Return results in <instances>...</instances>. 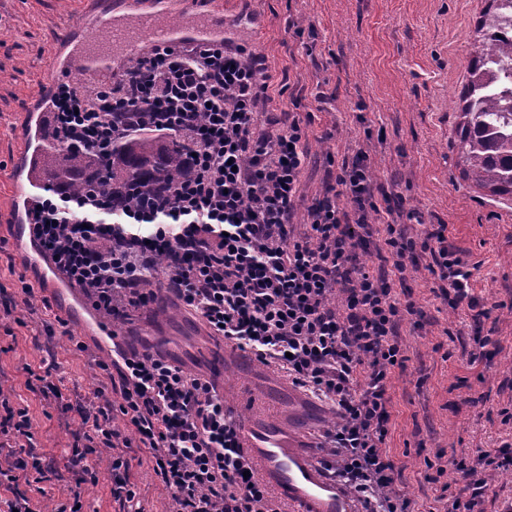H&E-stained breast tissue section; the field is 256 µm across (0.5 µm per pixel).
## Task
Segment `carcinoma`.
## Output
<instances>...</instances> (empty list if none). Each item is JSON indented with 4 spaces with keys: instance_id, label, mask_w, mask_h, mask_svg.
Segmentation results:
<instances>
[{
    "instance_id": "carcinoma-1",
    "label": "carcinoma",
    "mask_w": 512,
    "mask_h": 512,
    "mask_svg": "<svg viewBox=\"0 0 512 512\" xmlns=\"http://www.w3.org/2000/svg\"><path fill=\"white\" fill-rule=\"evenodd\" d=\"M476 33L479 45L459 97L461 122L456 134L462 176L493 196H512V94L499 97L492 92L485 71L486 64L494 62L504 78L512 79V0H490ZM190 169L188 145H167L149 133H134L112 141L104 156L55 137L41 149L39 172L70 191H85L105 174L112 179L113 194L140 200L185 179Z\"/></svg>"
}]
</instances>
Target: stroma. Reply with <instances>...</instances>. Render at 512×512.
Here are the masks:
<instances>
[{
    "mask_svg": "<svg viewBox=\"0 0 512 512\" xmlns=\"http://www.w3.org/2000/svg\"><path fill=\"white\" fill-rule=\"evenodd\" d=\"M488 0H231L224 38L233 46L267 60L273 80L271 109L296 112L306 123L309 164L295 224L322 192L331 162L362 152L388 203H401L400 223L409 234L422 225L443 224L469 262L479 264L478 296L494 303L490 318L473 323L468 311L436 300L427 271L410 273L406 301L424 311L423 319L403 323L408 361L389 383L392 429L389 454L401 470L397 490L416 501L420 512H444L426 480L427 461L444 467L453 456L475 454L500 445L506 428L498 408L512 404V198L494 197L463 179L456 147L459 95L468 81L475 28ZM83 0H0V212L23 211L14 195L26 170L18 158L32 152L35 140H21L20 127H42L44 112L34 98L43 87L64 83L54 65L61 22L79 12ZM32 284L25 299L21 287ZM64 287L49 268H29L10 225L0 223V289L13 294L19 325H0V371L12 387L11 404L27 411L33 442L54 457L66 455L80 419L69 414L68 427L47 415L38 393L20 373L22 364L39 366L57 353L64 379L62 401L76 403L108 378L70 340L108 355L112 345L93 325L67 318ZM129 346L150 340L191 373H206L209 353L230 350V343L208 334L196 315L178 311L174 319L154 312L113 323ZM489 336L490 354L471 362L448 332ZM224 402L247 417L250 398L279 412L295 410L308 438L333 425L327 406L293 386L284 370L259 361L229 368ZM124 457L137 485L144 512H166L168 495L153 471L147 449L127 448ZM97 484L78 483L62 473L46 482L53 503L80 499L82 512H120L111 493L110 474L98 469Z\"/></svg>",
    "mask_w": 512,
    "mask_h": 512,
    "instance_id": "obj_1",
    "label": "stroma"
}]
</instances>
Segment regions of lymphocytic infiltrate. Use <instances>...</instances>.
Wrapping results in <instances>:
<instances>
[{
  "instance_id": "obj_1",
  "label": "lymphocytic infiltrate",
  "mask_w": 512,
  "mask_h": 512,
  "mask_svg": "<svg viewBox=\"0 0 512 512\" xmlns=\"http://www.w3.org/2000/svg\"><path fill=\"white\" fill-rule=\"evenodd\" d=\"M271 82L263 59L222 41L146 50L103 90L59 85L51 114L63 142L99 155L133 132L159 131L185 140L193 168L142 203L113 198L108 179L81 194L48 187L27 209L30 236L71 287L117 320L154 301L145 274L165 257L169 289L210 335L278 364L293 385L331 405L338 422L321 437L322 463L363 512H415L395 488L397 467L386 450L388 382L408 360L401 329L415 313L398 290L408 272L422 269L442 303L466 307L477 321L489 311L445 225L413 237L393 209L376 205L364 154L327 174L307 210V232L296 234L306 133L296 113L267 111ZM343 197L350 208L339 206ZM134 224L154 231L142 236L131 232ZM369 248L378 268L360 259ZM94 361L117 374L120 399L100 390L74 405L81 427L61 461L35 447L27 412L11 406L0 377V512H45L43 500L19 486L44 482L61 466L96 483L92 455L106 456L123 512H142L129 463L115 451L116 411L151 453L169 512H282L248 475L240 425L215 383L159 353L121 348ZM451 465L454 481L440 487L448 512H484L490 475L512 470V445ZM456 483L462 494L453 493Z\"/></svg>"
}]
</instances>
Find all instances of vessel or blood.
<instances>
[{
    "instance_id": "b4317fda",
    "label": "vessel or blood",
    "mask_w": 512,
    "mask_h": 512,
    "mask_svg": "<svg viewBox=\"0 0 512 512\" xmlns=\"http://www.w3.org/2000/svg\"><path fill=\"white\" fill-rule=\"evenodd\" d=\"M122 22L106 19V36H99L87 19L74 18L61 30V43H77L62 70L73 81L111 80L114 58L144 47L174 48L184 43L212 44L224 35L226 0H206L204 16L183 17L171 25L176 0H121ZM240 443L256 472L287 503L289 512H357L352 495L316 462L301 427L281 422L244 425Z\"/></svg>"
}]
</instances>
